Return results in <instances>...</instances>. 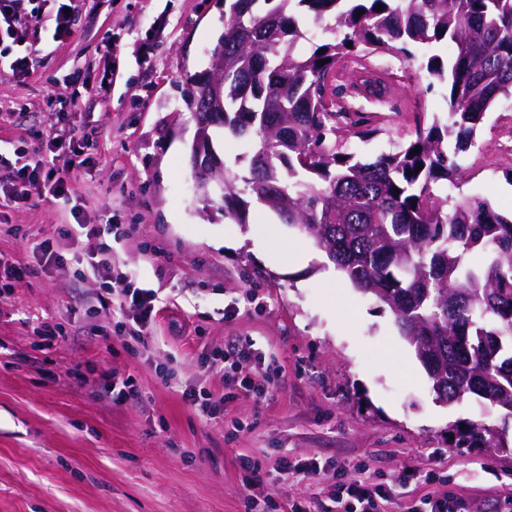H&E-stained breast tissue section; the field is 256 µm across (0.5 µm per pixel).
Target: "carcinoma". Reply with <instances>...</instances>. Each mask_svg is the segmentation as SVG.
Listing matches in <instances>:
<instances>
[{"label": "carcinoma", "mask_w": 512, "mask_h": 512, "mask_svg": "<svg viewBox=\"0 0 512 512\" xmlns=\"http://www.w3.org/2000/svg\"><path fill=\"white\" fill-rule=\"evenodd\" d=\"M304 7L332 35L310 53L298 50ZM441 41L452 56L427 57L425 70L428 87L448 89V122L417 126L372 161L342 151L350 117L333 109L346 93L331 86L339 62L353 52L410 58ZM221 47L224 111L195 117L243 144L244 173L224 166L204 201L219 193L224 217L244 224L254 198L311 238L391 311L436 399L473 396L495 411V421L449 424L448 447L512 451V218L485 198L433 190L440 179L459 186L460 155L485 112L512 98V0H224Z\"/></svg>", "instance_id": "cac0c4a2"}]
</instances>
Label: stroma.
<instances>
[{"label":"stroma","mask_w":512,"mask_h":512,"mask_svg":"<svg viewBox=\"0 0 512 512\" xmlns=\"http://www.w3.org/2000/svg\"><path fill=\"white\" fill-rule=\"evenodd\" d=\"M71 35L53 41L50 12L22 19L14 51H29L30 77L0 67V154L75 136L87 165L63 148L91 223L112 231L72 241L59 235L70 200L35 189L0 216V252L27 263L28 276L0 278V512H290L317 496L333 506L334 465L374 483L405 476L389 512L426 495H450L468 512H502L512 499V454L448 445V425L487 417L476 401L447 405L393 315L334 272L312 239L261 204L248 221L225 219L196 192L190 150L197 132L184 93L209 66L224 27V0H74ZM116 50L102 62V46ZM381 54L350 59L386 75L383 99L343 101L364 137L343 149L373 158L406 143L417 124L447 121V89L429 87L423 63ZM111 71L108 94L91 95ZM64 121H57L58 111ZM512 98L499 99L465 153L461 187L439 195L479 196L512 214V158L503 151ZM53 243L62 260L41 264L33 243ZM112 247V272L154 289L162 306L139 341L102 280L83 276V255ZM277 263L269 265L258 244ZM308 261H298V254ZM61 324L47 344L41 321ZM250 338L273 361L271 394L256 403L202 363L205 354ZM112 373L136 395L115 404ZM209 392L224 412L209 420L184 394ZM316 458L326 471L308 484L281 472L282 455ZM259 461L263 483L245 491L240 456Z\"/></svg>","instance_id":"obj_1"}]
</instances>
